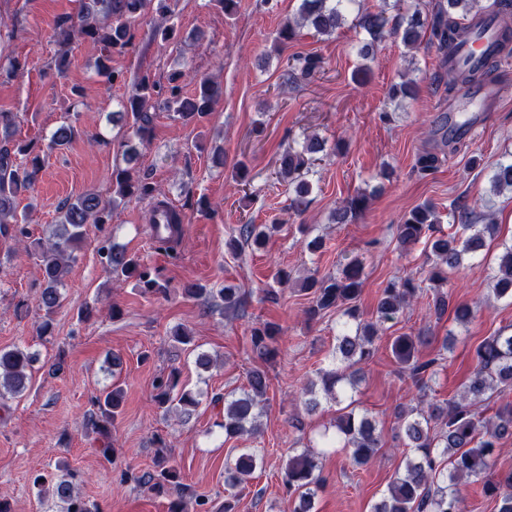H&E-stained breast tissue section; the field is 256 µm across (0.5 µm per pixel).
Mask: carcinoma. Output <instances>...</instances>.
I'll return each instance as SVG.
<instances>
[{"label":"carcinoma","mask_w":512,"mask_h":512,"mask_svg":"<svg viewBox=\"0 0 512 512\" xmlns=\"http://www.w3.org/2000/svg\"><path fill=\"white\" fill-rule=\"evenodd\" d=\"M156 3L152 18V39L174 43L179 31L170 17L168 0H81L77 16H63L56 22L55 36L60 46L56 63L64 69L70 45L77 40H90L101 47L102 54L96 61V74L107 84L118 79L112 70V53L123 51L131 42L132 27L144 19L151 3ZM356 0H301L298 12L285 17L274 36V49L282 53L292 42L298 28L305 24L320 34H330L345 22L347 6ZM396 14L389 15V9ZM512 14V0H435L430 10L420 5L400 10L399 2L382 5L379 9L358 13L357 23L368 38L360 48L364 60L373 59L377 43L387 37L400 39L412 50L421 43L435 49L439 69L448 76V90L456 86L481 83L500 69L505 53L512 44V27L504 19ZM495 28L491 47L479 58L459 55L461 47L481 35L484 28ZM322 58L316 54L286 59L280 86H292L300 79H307L322 68ZM410 71L400 76V81L389 88L388 99L399 106L417 93ZM182 72L168 75L162 84L144 74L133 82L132 93L122 104L119 113L128 126L129 139L124 144L125 167L112 171V201L104 202L100 195L87 190L66 201L59 209L55 224L45 238L30 239L27 223L29 215L17 212L16 197L34 184L42 169L44 158L28 143L9 147L15 127V114L0 112V234L13 237L25 253L36 259L41 273L37 307L41 311L38 325L40 336L54 333V315L62 306L63 293L72 267L78 260L86 240L89 224H106L112 211L128 199L153 200L156 188L151 174L139 166V152L132 140L144 144L153 135L156 100L163 99V106L179 120L188 124L203 117L221 94L220 86L211 79L199 81L193 94L183 93ZM325 142L309 140L302 150L284 149L278 160V179L288 186V210L304 212L310 204L313 185V155L324 151ZM441 159L438 153L424 151L416 156L413 172L420 178L434 174ZM492 190L512 192V159L500 161L490 175ZM370 196L360 193L346 199L336 210V223L345 224L361 215L368 206ZM457 221V230L448 235L438 234L440 218L436 206L423 203L415 206L396 225V239L401 253L425 240L429 243L432 264L424 280L406 276L390 281L382 289L376 318L360 320L357 299L365 281L363 260L357 256L344 257L341 268L334 275L305 277L301 290L312 295L305 310L307 320L315 321L327 312L342 311L346 320L340 324L336 344L331 353V367L319 371V382L311 383L303 392L302 406L313 414L321 405L317 392L326 399L344 404L330 424L332 432L324 433L323 447H341L350 462L356 466L369 464L381 448L382 435L372 420L357 412L355 406V366L368 363L374 356L376 344L382 339L384 324L397 318L423 292V282L433 290L430 310L436 319L453 311L459 325L470 323L473 308L466 303H452L451 294L442 290L448 283V273L459 269L465 260L479 256L487 240L498 237V225L485 221L465 204H455L451 209ZM279 224H241L237 235L225 243L228 251L236 253L245 247L260 248L280 231ZM495 274L489 287L497 300L512 302V241L499 243ZM101 263L115 276L135 281L143 295L164 296L168 283L159 280L155 270L126 248L106 239L98 248ZM181 293L192 299L206 297L214 310L233 318L245 315L248 300L245 293L232 285L213 291L199 283L187 281ZM282 327L266 322L250 329L252 354L265 363H272L280 352ZM172 344L189 348L195 354V365L209 370L212 359L198 350L192 331L177 325L170 331ZM423 342L420 335L402 333L391 338V353L400 368L416 382L427 386L440 367L447 362L445 352L448 342H443L437 357L422 361L418 347ZM40 362V355L17 345L0 348V404L21 396L28 388L32 372ZM268 373L254 369L247 376L241 389L230 390L224 397L214 396L213 401L224 400V436L242 437L256 430L258 419L265 412ZM512 390V332L501 329L486 337L474 352V368L456 398L443 404L419 403L399 414V437L406 448L402 465L388 486L387 493L376 503L372 512H465V498L460 493L463 481L474 479L482 483L483 492L492 498L497 512H512V470L499 473L495 470L496 451L512 441V405L499 407L494 416L485 418L473 412L472 407L486 401L495 393ZM154 402L164 415H174L187 422L200 405L198 394L179 387L175 373H162L154 381ZM125 391L115 381L95 397L93 410L84 419L87 433L94 435L98 452L106 459L113 456L112 424L122 413ZM156 450L152 469L139 475L122 474V480L134 481L139 487L154 494L171 496L168 512H202L205 498L188 490L182 483V468L168 452L161 436L155 437ZM320 452L311 445L288 458L282 476V486L293 504L292 512H312L314 498L321 487L319 470ZM262 461L253 448L242 449L235 463L225 466L224 482L234 488L247 485ZM78 474L67 470L61 474H38L33 479L39 497L53 500L57 512H97L77 489Z\"/></svg>","instance_id":"obj_1"}]
</instances>
